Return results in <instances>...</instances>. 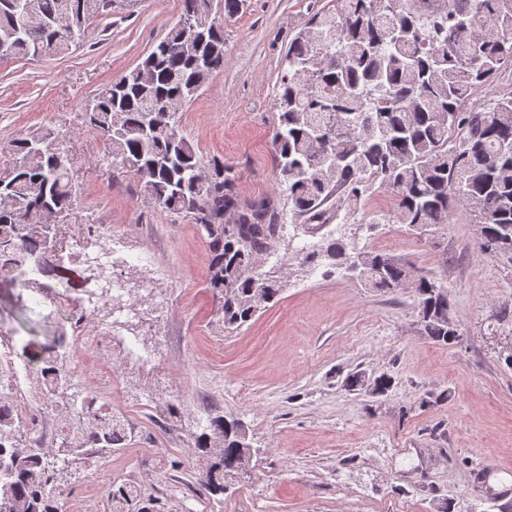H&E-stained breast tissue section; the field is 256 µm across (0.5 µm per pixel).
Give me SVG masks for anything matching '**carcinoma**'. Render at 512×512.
<instances>
[{"label": "carcinoma", "instance_id": "1", "mask_svg": "<svg viewBox=\"0 0 512 512\" xmlns=\"http://www.w3.org/2000/svg\"><path fill=\"white\" fill-rule=\"evenodd\" d=\"M112 0H0V59L63 54ZM512 67V0H335L315 14L284 57L277 98L275 161L283 197L244 203L232 168L206 161L165 108L198 93L201 68L224 69V24L208 0H182L178 23L137 66L102 86L84 109L115 160L160 212L194 220L211 252L209 288L222 299L224 327H241L282 291L262 256L285 219L321 229L348 219L377 187L391 194L396 222L421 233L465 210L479 247L512 260V95L476 106L475 88ZM0 270L25 288L29 269L63 250L47 238L44 211L76 201L67 152L48 134L0 144ZM288 212H283L284 207ZM235 221L227 220L229 215ZM302 264L353 273L373 292L409 284L426 336L449 345L448 290L432 274L413 276L400 258L360 249L339 233L301 248ZM65 337L42 350L29 394L58 412L57 449L15 415L19 372L0 359V512H59L58 477L79 459L128 440L121 417L94 408L74 382ZM390 380L348 374V391L384 392ZM209 459L201 485L224 493V477L256 450L237 420L220 413L196 423ZM112 512H150L131 485L110 487Z\"/></svg>", "mask_w": 512, "mask_h": 512}]
</instances>
